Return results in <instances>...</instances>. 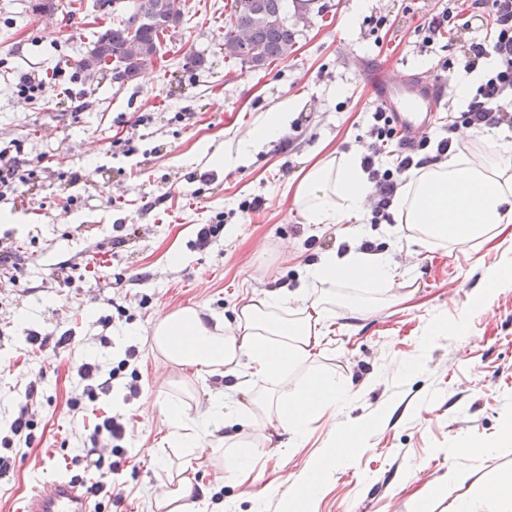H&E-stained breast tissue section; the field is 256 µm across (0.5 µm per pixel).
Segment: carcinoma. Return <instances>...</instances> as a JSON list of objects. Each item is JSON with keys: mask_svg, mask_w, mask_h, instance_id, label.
<instances>
[{"mask_svg": "<svg viewBox=\"0 0 512 512\" xmlns=\"http://www.w3.org/2000/svg\"><path fill=\"white\" fill-rule=\"evenodd\" d=\"M298 0H234L224 25V58L263 68L291 53L293 33L284 17ZM168 0H102L112 9V25L100 33L99 69L119 72L128 82L155 65L166 28L148 24L154 16L168 22Z\"/></svg>", "mask_w": 512, "mask_h": 512, "instance_id": "obj_1", "label": "carcinoma"}]
</instances>
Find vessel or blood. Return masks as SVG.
Returning a JSON list of instances; mask_svg holds the SVG:
<instances>
[{
	"label": "vessel or blood",
	"mask_w": 512,
	"mask_h": 512,
	"mask_svg": "<svg viewBox=\"0 0 512 512\" xmlns=\"http://www.w3.org/2000/svg\"><path fill=\"white\" fill-rule=\"evenodd\" d=\"M376 100L390 113L406 139L418 138L431 126L441 101V84L431 77H376L371 85ZM91 497L82 480L45 485L27 499L21 512H90Z\"/></svg>",
	"instance_id": "1"
}]
</instances>
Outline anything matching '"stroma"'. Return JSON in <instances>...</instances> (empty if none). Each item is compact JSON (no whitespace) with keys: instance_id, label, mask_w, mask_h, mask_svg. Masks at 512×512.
<instances>
[{"instance_id":"35a3bbf8","label":"stroma","mask_w":512,"mask_h":512,"mask_svg":"<svg viewBox=\"0 0 512 512\" xmlns=\"http://www.w3.org/2000/svg\"><path fill=\"white\" fill-rule=\"evenodd\" d=\"M56 2L46 18L31 0H0V150L35 172L25 207L0 199V214L12 216L0 221V244L16 247L18 265L16 285L0 286V439L29 386L43 392L33 444L9 449L14 468L0 478V512H19L47 481L97 480L84 430L106 415L121 418L127 460L119 491L97 499L95 512H155V494L183 477L211 488L222 512H284L288 485L326 448L336 422L373 427L357 459L327 474L311 512H410L412 495L436 482L447 496L433 512H448L456 494L449 465L480 485L512 474V287L489 306L474 303L490 271L512 264V248L423 247L409 230L370 223L366 212L353 227L399 274L337 288L319 355L288 380L294 387L318 370L332 375L349 392L335 420L311 419L285 450L261 413L226 421L225 433L258 446L243 482L220 479L223 457L206 437L158 459L140 453L166 433L151 401L181 394V371L150 349L156 312L194 307L209 324L230 326L250 297L303 283L320 295L308 266L346 249L344 227L305 223L294 187L325 156L365 152L378 107L366 72L464 76L458 67L444 73L450 49L492 39L471 0H320L322 13L297 27L293 53L263 69L224 58L233 0H183L180 28L161 43L163 64L125 84L78 67L109 23L98 0ZM449 13L459 24L422 47L419 27ZM195 54L203 66L186 68ZM25 73L43 81V99L19 97ZM289 96L299 104L282 136L240 154L250 130ZM131 132L128 153L116 141ZM218 155L233 164L215 163ZM251 201L256 209L241 212ZM218 222L216 240L196 248L200 226ZM36 336L44 345L33 344ZM132 345L131 372L70 409L77 366L118 363ZM414 358L417 370L402 375ZM461 437L494 448L452 456ZM272 481L281 484L275 496L263 492Z\"/></svg>"}]
</instances>
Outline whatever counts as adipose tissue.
I'll use <instances>...</instances> for the list:
<instances>
[{"mask_svg":"<svg viewBox=\"0 0 512 512\" xmlns=\"http://www.w3.org/2000/svg\"><path fill=\"white\" fill-rule=\"evenodd\" d=\"M475 136L487 145V152L449 154L442 162L413 171L398 191L394 219L408 225L420 245L446 243L470 249L512 242V140L488 125ZM371 191L359 156L344 154L315 164L296 186L293 203L306 223L346 224L360 216ZM396 275L387 257L353 246L340 255L324 254L311 267L310 278L326 284V294L314 297L301 287L288 294L249 298L235 325L224 331L211 330L202 312L193 308L158 313L151 328L154 354L195 377L219 375L229 381L227 389L208 391L206 406L198 411L181 399H157L169 428L165 443L188 448L197 435L213 437L228 447L225 476L247 479L255 446L221 435L225 419L261 407L269 421L297 439L312 417L335 414L337 403L346 396L335 378L319 372L304 386L292 388L288 377L318 355L336 286L390 282ZM252 375L269 382L266 394L250 387ZM230 392L235 401L228 406L224 399ZM367 429L360 421L336 428L328 448L289 487L293 512L319 496L330 470L354 460ZM448 512H512V476H502L483 490L466 487L449 502Z\"/></svg>","mask_w":512,"mask_h":512,"instance_id":"obj_1","label":"adipose tissue"}]
</instances>
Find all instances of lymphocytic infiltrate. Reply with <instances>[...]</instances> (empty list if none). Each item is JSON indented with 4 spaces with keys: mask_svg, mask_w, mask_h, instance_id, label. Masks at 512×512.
Here are the masks:
<instances>
[{
    "mask_svg": "<svg viewBox=\"0 0 512 512\" xmlns=\"http://www.w3.org/2000/svg\"><path fill=\"white\" fill-rule=\"evenodd\" d=\"M473 5L485 10L496 37L488 47L479 43L470 45V55L464 66L473 68L479 59L489 55L494 56L495 64L477 87L466 109L451 117L447 137L435 141L429 134H422L409 153L398 156L394 166L382 167L378 164L380 156L390 145L400 141L401 136L391 113L379 109L371 116L366 131L370 140L369 152L363 159V167L373 185L371 223H391L390 205L410 172L446 155L462 130L482 123H499L512 113V0H473Z\"/></svg>",
    "mask_w": 512,
    "mask_h": 512,
    "instance_id": "f902f5d3",
    "label": "lymphocytic infiltrate"
}]
</instances>
